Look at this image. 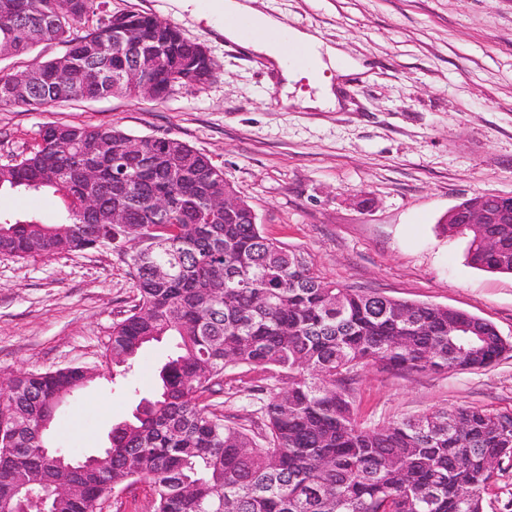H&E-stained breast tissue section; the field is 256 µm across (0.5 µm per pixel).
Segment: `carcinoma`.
I'll return each mask as SVG.
<instances>
[{
  "label": "carcinoma",
  "mask_w": 512,
  "mask_h": 512,
  "mask_svg": "<svg viewBox=\"0 0 512 512\" xmlns=\"http://www.w3.org/2000/svg\"><path fill=\"white\" fill-rule=\"evenodd\" d=\"M97 0H0V57L42 44L66 51L37 61L27 80L0 72V106L38 109L74 98L166 96L210 81L216 64L176 27L142 13L114 14L85 33L77 24ZM131 48L147 64L112 88ZM161 67L150 66L153 57ZM50 191L63 224L0 220V249L50 258L140 243L130 256L138 303L112 326L104 366L125 372L148 344L176 350L159 387L132 418L112 426L110 447L77 469L46 458L59 405L94 369L23 373L0 385V512L16 496L78 482V498L54 512H101L117 488L145 480L153 512H484L493 474L512 464V413L442 409L368 428L348 382L363 365L388 371L478 370L507 343L464 311L342 288L301 255L268 238L224 171L183 140L101 126L47 125L28 155L0 164V190ZM235 197L230 210L213 198ZM96 210L88 212L86 201ZM501 224H443L468 239L470 262L512 274V197L492 196ZM246 366L280 383L252 435L205 402L224 371Z\"/></svg>",
  "instance_id": "carcinoma-1"
}]
</instances>
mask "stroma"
Returning <instances> with one entry per match:
<instances>
[{"label":"stroma","mask_w":512,"mask_h":512,"mask_svg":"<svg viewBox=\"0 0 512 512\" xmlns=\"http://www.w3.org/2000/svg\"><path fill=\"white\" fill-rule=\"evenodd\" d=\"M286 27L308 29L364 73L334 79L340 105L323 112L281 101L268 61L216 32L206 0H101L80 24L146 13L199 43L217 64L207 83L160 99H74L41 110L0 106V163L33 148L53 123L177 137L223 169L264 234L308 258L327 280L393 299L460 309L493 323L509 348L475 371L358 369L350 388L374 428L438 408L512 411V275L475 268L467 241L442 218L479 193L512 196V0H255ZM368 200L369 208L358 205ZM67 218L49 193L0 190V215ZM128 250L51 258L0 254V377L94 366L113 323L135 304ZM173 340L146 346L131 372L94 375L57 415L53 447L83 458L150 395ZM253 372L230 367L216 402L253 430L264 420Z\"/></svg>","instance_id":"35a3bbf8"}]
</instances>
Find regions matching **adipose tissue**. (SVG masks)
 <instances>
[{"mask_svg": "<svg viewBox=\"0 0 512 512\" xmlns=\"http://www.w3.org/2000/svg\"><path fill=\"white\" fill-rule=\"evenodd\" d=\"M239 16L251 21L257 31L256 37L242 40L237 28L230 23L231 18ZM212 24L225 39L244 41L247 48L265 55L276 66L284 92H291L301 75L313 79L318 92L315 99L306 100L305 105L309 108L333 110L339 104L330 79L324 76L326 70L332 69L339 74L349 75L364 69L363 64L349 58L342 49L323 43L311 32L284 29L279 19L256 10L250 0H223V16L213 19ZM292 46L304 49L307 57L305 69H298L289 63L288 49Z\"/></svg>", "mask_w": 512, "mask_h": 512, "instance_id": "obj_1", "label": "adipose tissue"}]
</instances>
